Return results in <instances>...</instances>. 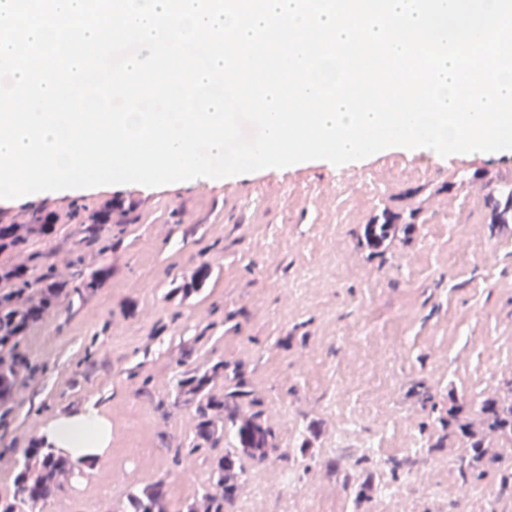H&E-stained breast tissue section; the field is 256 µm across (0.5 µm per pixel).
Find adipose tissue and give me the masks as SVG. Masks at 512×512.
<instances>
[{
  "mask_svg": "<svg viewBox=\"0 0 512 512\" xmlns=\"http://www.w3.org/2000/svg\"><path fill=\"white\" fill-rule=\"evenodd\" d=\"M39 438L66 457L74 471H84L89 464L107 457L112 423L97 407L87 405L76 413L49 421L41 428Z\"/></svg>",
  "mask_w": 512,
  "mask_h": 512,
  "instance_id": "ef3b65f1",
  "label": "adipose tissue"
}]
</instances>
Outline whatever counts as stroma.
I'll return each mask as SVG.
<instances>
[{"label": "stroma", "mask_w": 512, "mask_h": 512, "mask_svg": "<svg viewBox=\"0 0 512 512\" xmlns=\"http://www.w3.org/2000/svg\"><path fill=\"white\" fill-rule=\"evenodd\" d=\"M510 179L511 153L395 152L341 168L312 160L221 182L1 201L4 223H27L38 208L56 224L32 237L28 252L1 253L0 263L25 265L35 285L48 264L62 280L104 266L110 275L46 312L23 339L38 370L20 373L8 401L0 496H13L15 461L39 428L92 401L112 421L107 459L22 512H121L130 490L158 480L170 512H185L208 484L211 460L238 437L227 424L194 450L195 403L176 383L221 360L213 393L243 372L250 394L240 413L260 412L273 433L267 459L242 458L237 505L394 512L378 496L360 505L355 497L361 483H386L397 460L410 477L405 512H512V447L490 439L496 461L473 478L465 440L440 423L452 395L479 423L482 400L512 382V223H491L484 204L489 181ZM367 180L377 196L362 192ZM115 199L135 220L113 225L112 250L79 244L73 203L96 209ZM385 207L413 214L414 229L374 255L362 228ZM202 266L211 271L203 288L169 297ZM352 416L356 430L343 431ZM394 418L399 434L380 456L368 453L364 441ZM284 471L298 493L256 498V478Z\"/></svg>", "instance_id": "35a3bbf8"}]
</instances>
